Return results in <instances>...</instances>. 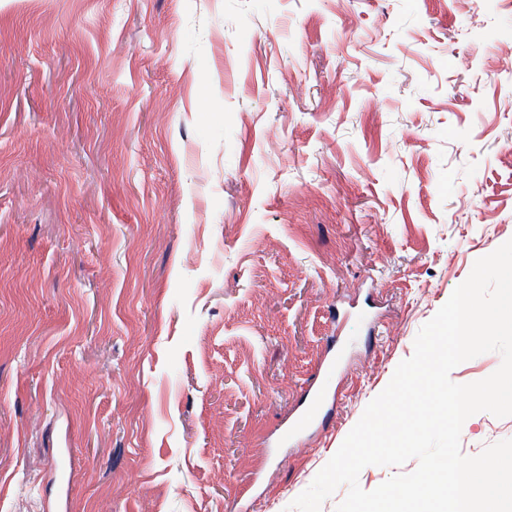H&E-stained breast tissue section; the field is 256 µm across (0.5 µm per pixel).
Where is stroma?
<instances>
[{
	"label": "stroma",
	"mask_w": 512,
	"mask_h": 512,
	"mask_svg": "<svg viewBox=\"0 0 512 512\" xmlns=\"http://www.w3.org/2000/svg\"><path fill=\"white\" fill-rule=\"evenodd\" d=\"M511 239L512 0H0V512H286ZM319 392V389H316L310 396L304 410L282 429V436L284 438L292 439L301 427L312 423L314 418L320 413L321 399Z\"/></svg>",
	"instance_id": "1"
}]
</instances>
